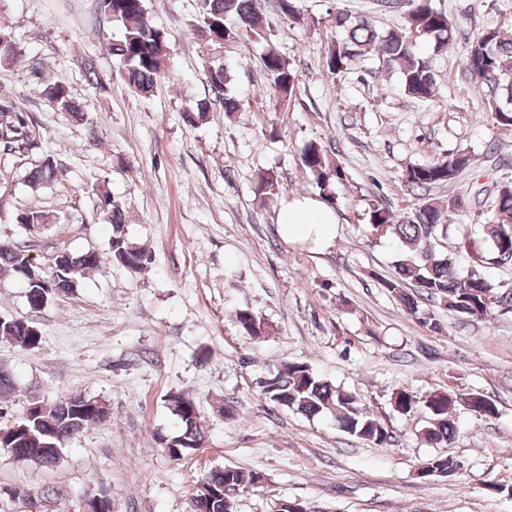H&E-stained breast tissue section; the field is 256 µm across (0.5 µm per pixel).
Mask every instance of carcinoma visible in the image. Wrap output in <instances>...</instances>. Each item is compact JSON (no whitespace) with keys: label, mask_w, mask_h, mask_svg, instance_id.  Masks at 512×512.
Here are the masks:
<instances>
[{"label":"carcinoma","mask_w":512,"mask_h":512,"mask_svg":"<svg viewBox=\"0 0 512 512\" xmlns=\"http://www.w3.org/2000/svg\"><path fill=\"white\" fill-rule=\"evenodd\" d=\"M104 16L121 27V35L112 39L108 50L128 89L141 97L153 95L165 79L170 59V38L161 27L145 18L144 0H98ZM404 24L386 33L378 31L368 20L353 18L345 12L336 13V26L346 32L345 40L333 47L325 59L330 75L350 69L351 62L368 56L377 57L382 67L395 72L405 94L424 101L436 96V79L430 61L418 46H433L437 52L454 40V28L448 16L433 7L432 0H410ZM197 11L193 30L201 40L203 54L209 58L222 55L224 45L242 37L263 39L266 36L264 0H196ZM21 55V47L12 36L0 32V62ZM264 71L273 83L278 98H290L297 75L290 63L270 48L262 58ZM466 66L472 80L484 89L487 110L498 126L512 130V40L489 28L469 43ZM231 74L224 64L207 68V85L224 111H236L239 101L225 95ZM42 98L55 112H65L81 125H93L79 102L61 83H49ZM33 136L24 116L13 108L0 107V153L23 155L35 148ZM301 162L312 176L319 196L328 203L335 199V186L346 178L343 168L318 141L305 144ZM469 165V156L455 153L427 164L415 165L406 171V182L413 190H422L413 211L398 213L375 207L370 213L371 230L386 225V233L398 241L395 272L380 279V284L410 315L418 313V300L444 305L468 318H484L496 308L512 307V289H502L485 275L488 265H499L500 254L512 251V182L503 184L494 199L493 223L483 225L488 248L480 249L471 241H463L460 253H448L438 248V241L448 236V217L462 208L464 200L456 197L448 202L425 195L431 187L456 179ZM60 164L47 155L26 173V183L33 189L55 181ZM274 173L261 170L255 176L254 194L258 199L279 192ZM97 213L112 226L107 254L118 264L135 266L142 271L149 256L145 248L127 236L124 210L120 199L105 190L97 194ZM15 223L23 237L12 244L0 245V278H15L24 283L26 303L37 312L62 295L78 288L77 274L98 267L103 259L97 250L70 253L54 271H38L39 279L29 281L24 270L32 263L30 251L46 226L56 223V217L45 211L24 209L16 213ZM468 258L467 272L458 270L459 254ZM235 323L243 336L250 340L266 339L275 328L265 318L248 308L235 311ZM24 317L0 319V339L35 348L41 335ZM16 380L12 372L0 371V403L14 397ZM260 395L274 408L286 409L305 417L328 413L337 428L359 440L379 447L391 444L392 435L382 422L371 416L358 403L356 395L342 390L315 374L308 365L285 362L280 368L260 380ZM469 403L480 408L478 415L492 417L497 406L481 393L466 396L449 390H436L417 395L405 389L392 397V408L401 416L415 409L428 413V423L420 433L421 440L431 445H448L455 438L456 406ZM167 408L177 419V429L170 434L169 458L179 460L199 448L205 440L201 426L202 414L195 398L172 391L167 395ZM99 399L79 393L68 394L53 401L36 396L30 398L23 412L10 423L0 426V448L7 450L18 462L45 468L61 459L65 442L97 424ZM261 474L224 467L210 471L197 485L195 496L203 503L204 512H233L234 493L253 485Z\"/></svg>","instance_id":"1"}]
</instances>
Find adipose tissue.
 Here are the masks:
<instances>
[{"instance_id":"adipose-tissue-1","label":"adipose tissue","mask_w":512,"mask_h":512,"mask_svg":"<svg viewBox=\"0 0 512 512\" xmlns=\"http://www.w3.org/2000/svg\"><path fill=\"white\" fill-rule=\"evenodd\" d=\"M277 222L282 237L289 242H308L314 247L331 245L336 238V214L319 199L297 197L284 202Z\"/></svg>"}]
</instances>
